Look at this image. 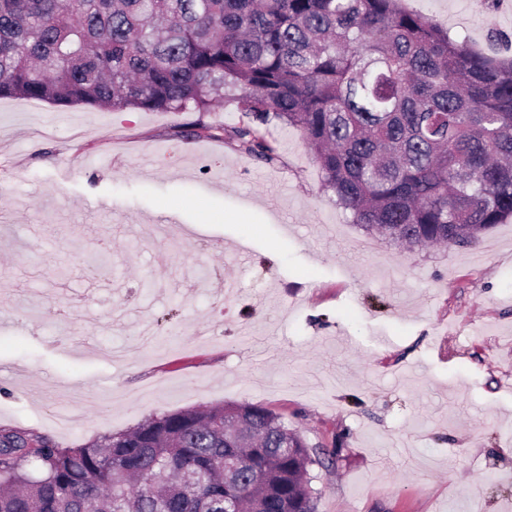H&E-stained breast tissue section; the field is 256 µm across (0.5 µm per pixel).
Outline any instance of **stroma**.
<instances>
[{"label":"stroma","mask_w":512,"mask_h":512,"mask_svg":"<svg viewBox=\"0 0 512 512\" xmlns=\"http://www.w3.org/2000/svg\"><path fill=\"white\" fill-rule=\"evenodd\" d=\"M402 5L512 34L499 0ZM245 120L0 99V429L69 447L250 403L315 451L316 512H512V219L401 248L296 128L263 126L269 164L190 131Z\"/></svg>","instance_id":"35a3bbf8"}]
</instances>
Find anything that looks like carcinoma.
<instances>
[{"label":"carcinoma","mask_w":512,"mask_h":512,"mask_svg":"<svg viewBox=\"0 0 512 512\" xmlns=\"http://www.w3.org/2000/svg\"><path fill=\"white\" fill-rule=\"evenodd\" d=\"M248 122L271 163L299 129L336 204L409 246H464L512 219V58L400 0H0V99ZM302 436L255 404L165 412L63 448L0 430V512H315Z\"/></svg>","instance_id":"obj_1"}]
</instances>
